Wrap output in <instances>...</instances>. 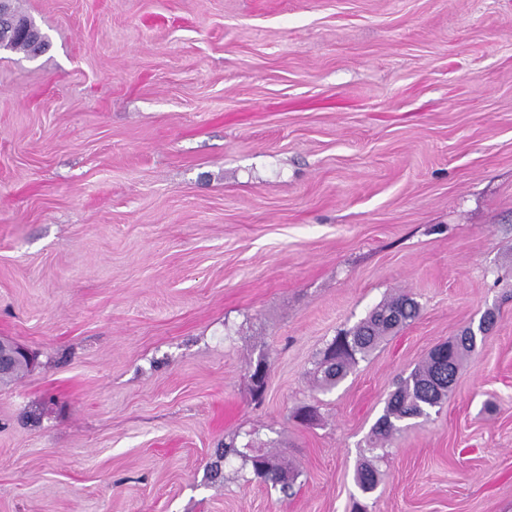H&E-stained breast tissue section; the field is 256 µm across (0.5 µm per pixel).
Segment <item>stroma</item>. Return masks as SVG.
<instances>
[{"label":"stroma","instance_id":"35a3bbf8","mask_svg":"<svg viewBox=\"0 0 512 512\" xmlns=\"http://www.w3.org/2000/svg\"><path fill=\"white\" fill-rule=\"evenodd\" d=\"M15 6L50 47L0 51V339L38 360L0 384V512H512V0ZM489 310L362 495L390 394ZM230 439L289 492L212 482ZM418 304L407 295L383 302L349 330L340 332L326 348L317 363L314 377L324 389L336 387L357 363L373 352L384 336H388L414 320ZM230 454L239 455L244 458L245 462H251L253 474L264 482L271 483L273 486L281 485V488L284 490L288 487V470L279 457L273 454L246 456V454L235 448L232 443L224 444V448H221L217 453L216 461L211 463V477L214 480L223 478L221 462ZM264 461L269 462L271 465L266 467Z\"/></svg>","mask_w":512,"mask_h":512}]
</instances>
